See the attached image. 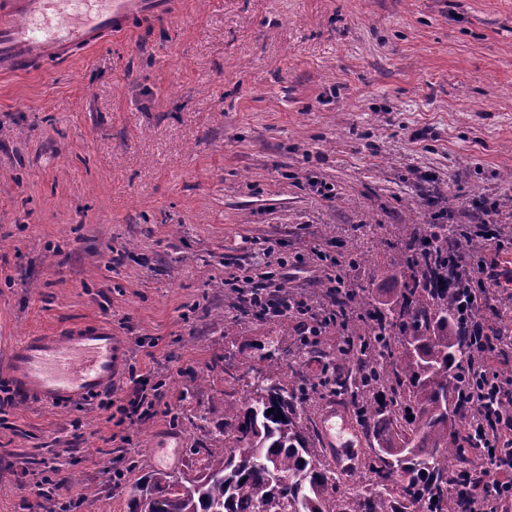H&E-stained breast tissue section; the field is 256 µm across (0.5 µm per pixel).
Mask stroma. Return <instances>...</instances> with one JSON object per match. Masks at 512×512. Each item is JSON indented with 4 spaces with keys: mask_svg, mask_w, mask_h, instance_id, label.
I'll return each instance as SVG.
<instances>
[{
    "mask_svg": "<svg viewBox=\"0 0 512 512\" xmlns=\"http://www.w3.org/2000/svg\"><path fill=\"white\" fill-rule=\"evenodd\" d=\"M174 7L0 77V360L30 332L97 321L129 346L111 399L136 373L169 404L132 428L99 397L11 404L0 512H42L48 487L75 512H128L135 481L197 461L277 329L240 315L227 278L275 257L311 299L351 260L388 308L396 225L434 217L401 173L436 177L464 221L512 171V0Z\"/></svg>",
    "mask_w": 512,
    "mask_h": 512,
    "instance_id": "35a3bbf8",
    "label": "stroma"
}]
</instances>
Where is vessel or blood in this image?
<instances>
[{
	"label": "vessel or blood",
	"instance_id": "obj_1",
	"mask_svg": "<svg viewBox=\"0 0 512 512\" xmlns=\"http://www.w3.org/2000/svg\"><path fill=\"white\" fill-rule=\"evenodd\" d=\"M171 8V0H0V75L70 60ZM126 357V342L110 326L81 323L26 336L6 357L0 380L17 403L64 409L111 388Z\"/></svg>",
	"mask_w": 512,
	"mask_h": 512
}]
</instances>
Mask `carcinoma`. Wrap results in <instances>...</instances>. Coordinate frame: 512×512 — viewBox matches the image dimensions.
I'll return each instance as SVG.
<instances>
[{"label": "carcinoma", "mask_w": 512, "mask_h": 512, "mask_svg": "<svg viewBox=\"0 0 512 512\" xmlns=\"http://www.w3.org/2000/svg\"><path fill=\"white\" fill-rule=\"evenodd\" d=\"M482 243L466 224L432 225L414 219L400 225L393 265L408 272L402 301L384 313L364 291L353 289L346 304L357 319L342 340L323 349L326 386L349 394L361 427L375 439L366 461V485L353 494L337 484L331 465L316 447L312 414L316 381L288 366V382L272 376L304 348L281 319L266 351L251 357L254 381L224 407L218 447L207 451L194 476L155 470L136 483L130 512H477L488 508L486 475L469 456L483 454V434L501 416L512 415V397L469 402L472 383L453 368L470 359L475 338L448 306V268L459 262L458 239ZM500 299L484 314L488 349L495 336L512 332Z\"/></svg>", "instance_id": "obj_1"}]
</instances>
